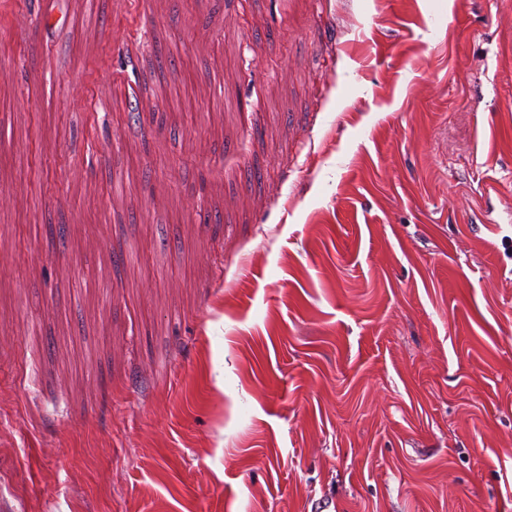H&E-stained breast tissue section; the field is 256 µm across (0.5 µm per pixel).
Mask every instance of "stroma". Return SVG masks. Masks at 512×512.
Masks as SVG:
<instances>
[{
    "mask_svg": "<svg viewBox=\"0 0 512 512\" xmlns=\"http://www.w3.org/2000/svg\"><path fill=\"white\" fill-rule=\"evenodd\" d=\"M102 2L0 0V512H512V0Z\"/></svg>",
    "mask_w": 512,
    "mask_h": 512,
    "instance_id": "obj_1",
    "label": "stroma"
}]
</instances>
